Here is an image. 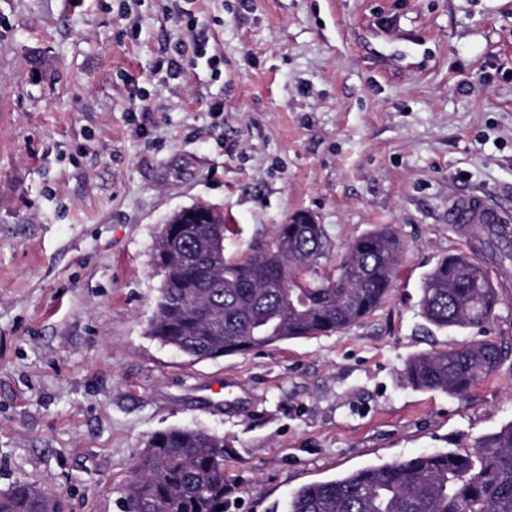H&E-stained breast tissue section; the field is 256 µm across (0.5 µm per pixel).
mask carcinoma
<instances>
[{
    "label": "carcinoma",
    "instance_id": "carcinoma-1",
    "mask_svg": "<svg viewBox=\"0 0 512 512\" xmlns=\"http://www.w3.org/2000/svg\"><path fill=\"white\" fill-rule=\"evenodd\" d=\"M307 214L277 226L242 260L224 257L221 219L169 226L155 266L163 275L148 334L191 360L244 353L360 323L386 299L403 245L388 228L351 242L330 278L329 244ZM481 251L512 261L494 224L478 229ZM499 286L465 253L437 260L424 275L419 307L437 328L482 327L499 316ZM502 361L501 350L471 341L419 352L404 365L414 389L464 398ZM224 438L193 428L152 435L126 486V512H224L232 493L224 477ZM0 512H66L65 503L26 482L0 492ZM288 512H512V422L472 448L421 454L357 469L301 487Z\"/></svg>",
    "mask_w": 512,
    "mask_h": 512
}]
</instances>
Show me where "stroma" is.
<instances>
[{
  "mask_svg": "<svg viewBox=\"0 0 512 512\" xmlns=\"http://www.w3.org/2000/svg\"><path fill=\"white\" fill-rule=\"evenodd\" d=\"M167 5L0 0V491L123 512L147 439L191 427L229 450L224 512H287L302 486L512 422V278L482 334L418 305L423 275L467 249L449 197L512 210V0ZM193 26L221 75L193 61ZM198 203L223 212L231 259L300 212L331 270L390 227L392 290L345 332L189 362L147 330L161 227ZM477 338L504 357L466 397L405 382L413 354Z\"/></svg>",
  "mask_w": 512,
  "mask_h": 512,
  "instance_id": "35a3bbf8",
  "label": "stroma"
}]
</instances>
